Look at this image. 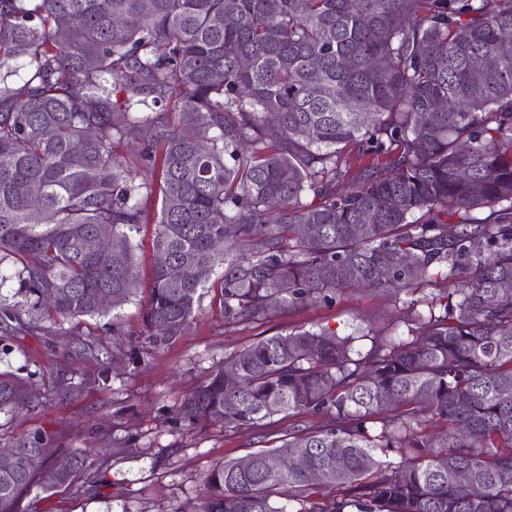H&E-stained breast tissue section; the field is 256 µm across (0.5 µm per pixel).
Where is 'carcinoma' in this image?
Returning a JSON list of instances; mask_svg holds the SVG:
<instances>
[{
	"label": "carcinoma",
	"mask_w": 512,
	"mask_h": 512,
	"mask_svg": "<svg viewBox=\"0 0 512 512\" xmlns=\"http://www.w3.org/2000/svg\"><path fill=\"white\" fill-rule=\"evenodd\" d=\"M507 28L512 0H0V322L23 331L132 301L131 234L151 198L154 248L179 270L152 272L157 343L193 319L202 267L223 269L226 326L434 281L407 342L374 336L363 352L302 329L226 355L179 421L323 423L247 467L215 465L195 512H512ZM130 135L157 179L130 177ZM90 237L122 249L87 251ZM26 400L0 372V410ZM31 452L56 449L36 435L0 448V512L69 480L24 468ZM270 455L288 465L268 469ZM459 470L480 494L451 480Z\"/></svg>",
	"instance_id": "1"
}]
</instances>
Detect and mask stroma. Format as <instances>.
Returning <instances> with one entry per match:
<instances>
[{"label": "stroma", "instance_id": "1", "mask_svg": "<svg viewBox=\"0 0 512 512\" xmlns=\"http://www.w3.org/2000/svg\"><path fill=\"white\" fill-rule=\"evenodd\" d=\"M157 214V205L149 204L148 221L133 237L143 285L133 301L102 317L51 320L42 331L0 330V369L13 373L30 397L28 407L0 412V446L38 434L58 456L84 459L69 485L25 495L22 512H180L216 463L275 445L295 425L280 415L263 433L228 431L219 422L192 429L177 423L182 399L225 355L302 328L356 335L362 350L371 344L370 333H407L402 300L356 287L276 310L246 328L228 327L214 274L190 326L154 344L143 309L156 260ZM84 340L107 343L113 358L85 354Z\"/></svg>", "mask_w": 512, "mask_h": 512}]
</instances>
